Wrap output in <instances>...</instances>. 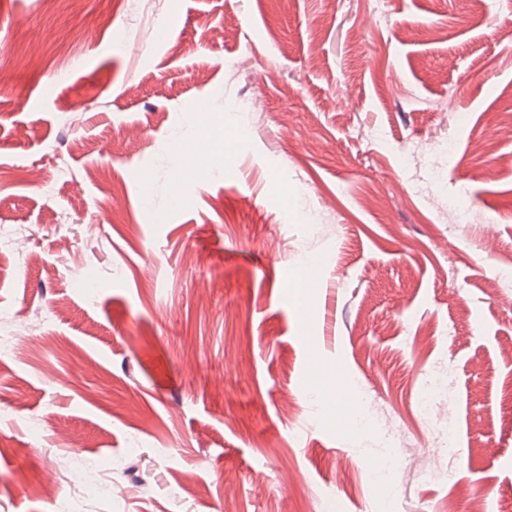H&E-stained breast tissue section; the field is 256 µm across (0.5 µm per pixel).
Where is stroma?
<instances>
[{
  "instance_id": "35a3bbf8",
  "label": "stroma",
  "mask_w": 512,
  "mask_h": 512,
  "mask_svg": "<svg viewBox=\"0 0 512 512\" xmlns=\"http://www.w3.org/2000/svg\"><path fill=\"white\" fill-rule=\"evenodd\" d=\"M4 226L0 512H512V0H0ZM447 374L441 371L437 376L428 379L422 386L420 398L418 401V411L420 419L425 423L433 424L438 431L439 448L451 459L454 456L456 447L455 422L448 418L442 424L435 418L436 396L447 388ZM93 468L91 461H86L81 466V482L85 494L92 499L110 498L112 496V485L103 481L95 473L91 478L86 476V470Z\"/></svg>"
}]
</instances>
